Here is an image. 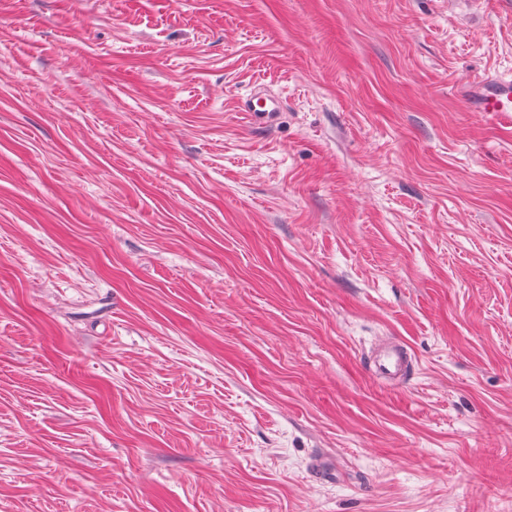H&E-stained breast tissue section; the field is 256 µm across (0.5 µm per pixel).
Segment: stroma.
<instances>
[{
	"label": "stroma",
	"mask_w": 512,
	"mask_h": 512,
	"mask_svg": "<svg viewBox=\"0 0 512 512\" xmlns=\"http://www.w3.org/2000/svg\"><path fill=\"white\" fill-rule=\"evenodd\" d=\"M495 73L512 0H0V512H512ZM460 94L474 112H511L512 77L487 76L460 88ZM409 362L410 358L402 349L386 348L370 359L368 365L378 376L393 379L407 371Z\"/></svg>",
	"instance_id": "1"
}]
</instances>
